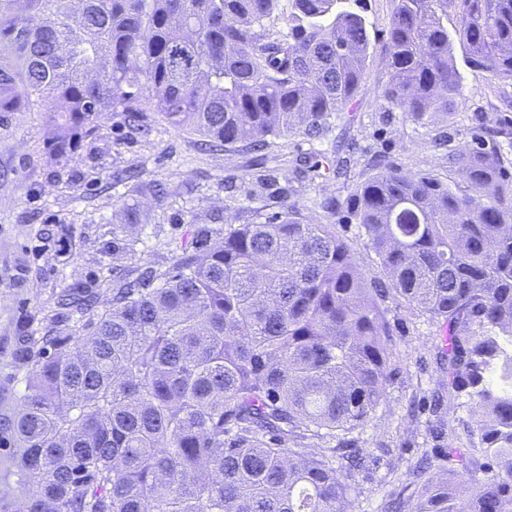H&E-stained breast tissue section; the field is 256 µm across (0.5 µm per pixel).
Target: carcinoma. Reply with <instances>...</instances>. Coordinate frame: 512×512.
<instances>
[{
    "label": "carcinoma",
    "mask_w": 512,
    "mask_h": 512,
    "mask_svg": "<svg viewBox=\"0 0 512 512\" xmlns=\"http://www.w3.org/2000/svg\"><path fill=\"white\" fill-rule=\"evenodd\" d=\"M0 0V112H48L64 158L104 112L152 99L180 129L260 150L321 135L360 87L362 0ZM464 64L512 82V0H394L384 97L429 123L462 96ZM471 193L387 168L355 184L353 216L387 282L367 287L331 224L293 204L263 222L194 225L172 265L83 288L58 306L88 338L24 331L21 412L6 424L28 492L0 512H346V472L289 442L363 425L386 396L390 294L448 327V393L474 399L488 475L440 449L464 496L426 482L413 512H512V178L483 148L451 155ZM140 181L125 221H140Z\"/></svg>",
    "instance_id": "carcinoma-1"
}]
</instances>
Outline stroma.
<instances>
[{"label":"stroma","instance_id":"35a3bbf8","mask_svg":"<svg viewBox=\"0 0 512 512\" xmlns=\"http://www.w3.org/2000/svg\"><path fill=\"white\" fill-rule=\"evenodd\" d=\"M365 8L372 45L358 95L315 141L292 133L261 153L243 144L206 152L197 133L171 127L143 98L138 108L145 130L128 125L123 112H107L58 159L46 113L0 112V418L22 409L23 373L12 357L20 331L50 324L66 288H93L99 309L110 305L112 241L124 236L127 200L118 173L138 171L170 193L162 202L142 196L130 268L170 266L175 242L191 225L217 218L259 223L292 203L305 221L335 225L371 286L386 276L350 217L353 184L379 164L410 176L431 173L467 192L448 156L473 146L487 120L512 122V83L463 69L462 97L447 120L425 125L412 119L383 96L390 81L384 34L394 2L365 0ZM339 167L346 176H335ZM329 197L339 202L336 212L323 207ZM384 309L391 329L385 398L362 427L303 441L315 451L350 440L369 455V468L352 482L348 512H389L395 497L412 507L420 458H435L430 477L444 476L436 456L448 444L472 448V467L482 463L472 399L448 393L436 319L397 297Z\"/></svg>","mask_w":512,"mask_h":512}]
</instances>
